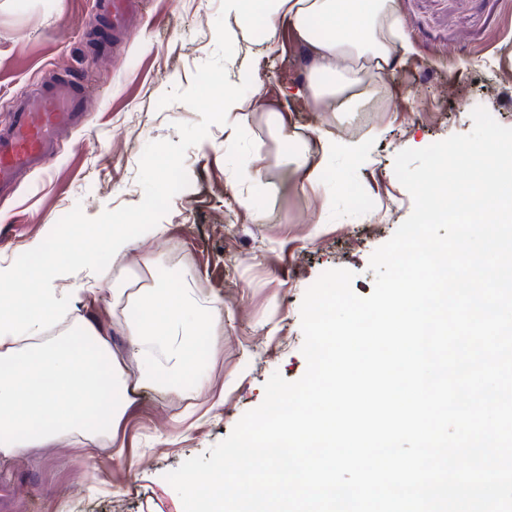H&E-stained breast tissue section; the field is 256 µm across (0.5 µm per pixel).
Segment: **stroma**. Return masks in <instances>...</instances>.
<instances>
[{"label": "stroma", "instance_id": "stroma-1", "mask_svg": "<svg viewBox=\"0 0 512 512\" xmlns=\"http://www.w3.org/2000/svg\"><path fill=\"white\" fill-rule=\"evenodd\" d=\"M220 0H145L131 39L113 45L95 0H0V119L13 99L71 72L95 87L88 123L60 138L47 173L23 180L0 202V265L24 266L62 210L94 218L141 202L139 160L152 141L179 142L177 123L198 121L182 102L216 49ZM414 52L359 97L349 112H313L291 94L306 81L305 58L288 31L265 53L262 18L226 16L234 54L230 82L251 78L259 111L235 132L215 125L190 148V184L163 217L167 230L136 240L116 267L130 289L154 284L172 297L209 303L184 373L137 390L121 422L122 449L83 448L70 437L0 464V512H183L166 473L208 453L259 406L273 373L299 380L303 296L325 271L344 268L370 295L373 252L410 215L398 181L401 150L421 149L473 128L485 107L512 128V0H397ZM296 147L319 136L364 145L359 163L336 158L303 188L284 160L275 114ZM256 179L237 182L244 170Z\"/></svg>", "mask_w": 512, "mask_h": 512}]
</instances>
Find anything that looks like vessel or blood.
Segmentation results:
<instances>
[{
    "label": "vessel or blood",
    "instance_id": "obj_1",
    "mask_svg": "<svg viewBox=\"0 0 512 512\" xmlns=\"http://www.w3.org/2000/svg\"><path fill=\"white\" fill-rule=\"evenodd\" d=\"M113 37L128 36L141 0H102ZM92 90L76 76H57L16 98L0 121V198L13 196L23 176L46 167L58 154V134L81 127Z\"/></svg>",
    "mask_w": 512,
    "mask_h": 512
}]
</instances>
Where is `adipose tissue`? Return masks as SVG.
<instances>
[{"instance_id": "obj_1", "label": "adipose tissue", "mask_w": 512, "mask_h": 512, "mask_svg": "<svg viewBox=\"0 0 512 512\" xmlns=\"http://www.w3.org/2000/svg\"><path fill=\"white\" fill-rule=\"evenodd\" d=\"M266 20V38L279 29L292 33L310 62L308 100L318 112L352 109L361 89L394 69L414 51L399 33L395 0H252ZM356 159V143L323 139L316 153L293 158L301 180H312L336 155ZM46 246H30L32 264L23 270L0 266V459L44 448L59 435L95 444L87 432L92 419L105 420L112 447H123L119 424L138 387L155 384L160 373L189 367V352L200 328L191 322L186 300L168 291L129 292L124 279L101 269L99 284L83 289L88 304L135 302L138 316L124 325L138 357L135 380H128L122 355L113 350L107 329L93 316H73L70 292L55 287L61 268L45 259Z\"/></svg>"}]
</instances>
